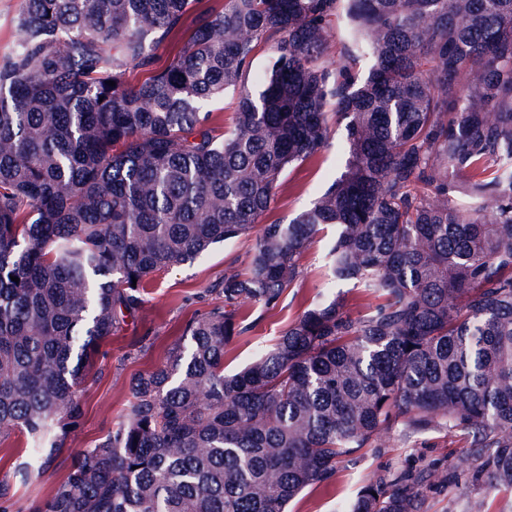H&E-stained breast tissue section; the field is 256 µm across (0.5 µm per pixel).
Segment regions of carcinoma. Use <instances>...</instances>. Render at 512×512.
I'll use <instances>...</instances> for the list:
<instances>
[{"mask_svg": "<svg viewBox=\"0 0 512 512\" xmlns=\"http://www.w3.org/2000/svg\"><path fill=\"white\" fill-rule=\"evenodd\" d=\"M24 2L0 57V425L27 440L16 475L45 473L79 426L99 348L151 278L251 239L245 271L213 288L224 305L133 378L122 419L26 512H288L396 428L460 434L474 466L379 476L342 512H426L432 479L512 496V0H224L162 68L195 0ZM229 89L218 128L208 103ZM334 124L343 170L254 232ZM328 225L331 280L383 302L354 317L329 298L224 373L255 326L241 305L277 308ZM194 15H187L180 27L173 30L157 52V66H165L173 55L184 45L192 31ZM236 107V95L225 93L224 98L214 100L209 109L213 112L216 126H229Z\"/></svg>", "mask_w": 512, "mask_h": 512, "instance_id": "1", "label": "carcinoma"}]
</instances>
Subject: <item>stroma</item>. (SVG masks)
Listing matches in <instances>:
<instances>
[{
	"mask_svg": "<svg viewBox=\"0 0 512 512\" xmlns=\"http://www.w3.org/2000/svg\"><path fill=\"white\" fill-rule=\"evenodd\" d=\"M342 138V133H335L327 147L288 171L277 189L272 208L262 218L263 223L288 222L319 197L344 163ZM333 234V229H325L301 253V276L288 289L279 307L266 311L254 304L242 306V313L256 318L258 324L229 345L224 358L226 371L241 368L256 352L273 344L304 309L319 299L341 294L346 311L354 316L367 313L379 303L376 294L330 282L326 255ZM248 249L249 242L245 239L220 244L193 264L154 276L135 317L103 345L92 377L81 394V424L69 435L62 452L43 476L25 484L15 477L12 464L23 453L26 439L17 430L0 429V482L11 487L14 512H24L31 501L46 497L65 475L73 456L104 436L120 419L131 399L132 378L161 362L191 317L222 304V297L212 287L229 268L244 269ZM146 333L151 336V347L132 353L133 338ZM472 465L467 442L460 435L429 432L406 436L396 432L383 436L378 447L363 449L354 459L341 464L329 484L302 491L290 503L289 512H337L344 499L379 475L423 467L443 475L450 471L461 475ZM422 494L427 512H472L477 498L482 499L484 512H512V497L495 491L452 496L443 483L431 482L423 485Z\"/></svg>",
	"mask_w": 512,
	"mask_h": 512,
	"instance_id": "stroma-1",
	"label": "stroma"
}]
</instances>
